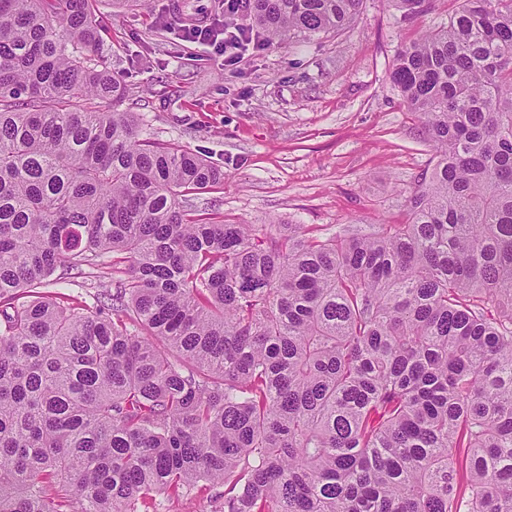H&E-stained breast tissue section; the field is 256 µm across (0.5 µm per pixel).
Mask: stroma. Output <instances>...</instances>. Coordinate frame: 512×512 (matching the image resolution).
Wrapping results in <instances>:
<instances>
[{
    "instance_id": "1",
    "label": "stroma",
    "mask_w": 512,
    "mask_h": 512,
    "mask_svg": "<svg viewBox=\"0 0 512 512\" xmlns=\"http://www.w3.org/2000/svg\"><path fill=\"white\" fill-rule=\"evenodd\" d=\"M103 53L120 76L123 112L141 135L206 154L224 188L189 200L235 224H300L326 239L344 227L404 224L433 151L390 79L397 49L448 21L447 0L404 17L396 0H364L340 36L268 43L233 62L186 41L173 16L223 20L221 0H149L116 12L95 0ZM111 264L51 282L66 305H93L119 280Z\"/></svg>"
}]
</instances>
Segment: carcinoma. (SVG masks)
Wrapping results in <instances>:
<instances>
[{"label":"carcinoma","instance_id":"obj_1","mask_svg":"<svg viewBox=\"0 0 512 512\" xmlns=\"http://www.w3.org/2000/svg\"><path fill=\"white\" fill-rule=\"evenodd\" d=\"M362 5L247 16L278 42ZM390 77L434 152L407 223L208 221L181 198L224 170L86 106L127 93L89 0H0V512L201 482L210 512H512V0H460ZM109 253L112 316L41 292Z\"/></svg>","mask_w":512,"mask_h":512}]
</instances>
